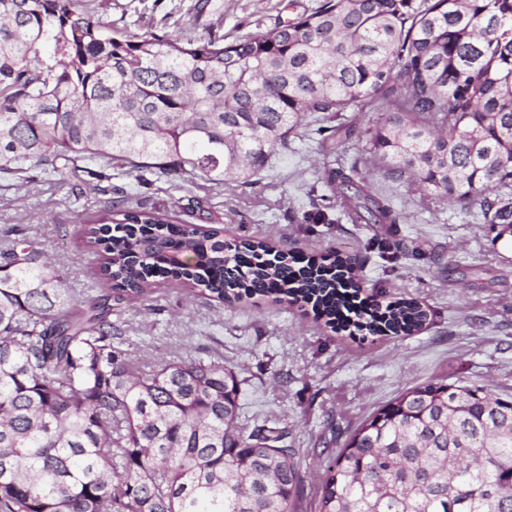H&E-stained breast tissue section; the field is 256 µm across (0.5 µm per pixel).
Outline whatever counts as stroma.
<instances>
[{
  "label": "stroma",
  "instance_id": "obj_1",
  "mask_svg": "<svg viewBox=\"0 0 512 512\" xmlns=\"http://www.w3.org/2000/svg\"><path fill=\"white\" fill-rule=\"evenodd\" d=\"M318 0H80L113 29L227 42L272 29ZM318 135L299 129L252 184L152 178L113 170L110 179L0 176V232L36 238L64 266L76 297L107 286L82 227L106 209L139 208L179 224L220 227L228 240L272 239L308 257L337 255L354 266L365 296L413 300L427 312L410 335L351 336L311 308L253 298H185L159 284L144 302L114 304L128 357L152 364L222 354L249 417L287 425L302 478L296 512H318L331 455L371 414L408 388L446 379L512 397V235L481 213L424 195L414 183L368 174L401 224L351 221L323 179Z\"/></svg>",
  "mask_w": 512,
  "mask_h": 512
}]
</instances>
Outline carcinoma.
I'll return each mask as SVG.
<instances>
[{
	"label": "carcinoma",
	"mask_w": 512,
	"mask_h": 512,
	"mask_svg": "<svg viewBox=\"0 0 512 512\" xmlns=\"http://www.w3.org/2000/svg\"><path fill=\"white\" fill-rule=\"evenodd\" d=\"M381 106L375 167L512 230V0H320L227 44L116 33L77 0H0V174L104 177L93 164L247 185L307 117ZM316 134L334 156L352 129ZM324 179L356 219L399 223L357 165ZM83 238L108 291L82 301L37 240L0 248V512H292L288 428L248 427L219 354L127 357L112 302L147 300L161 277L220 302H304L334 326L354 285L133 208ZM364 314L396 336L427 319L411 300ZM319 512H512V400L407 389L329 463Z\"/></svg>",
	"instance_id": "carcinoma-1"
}]
</instances>
